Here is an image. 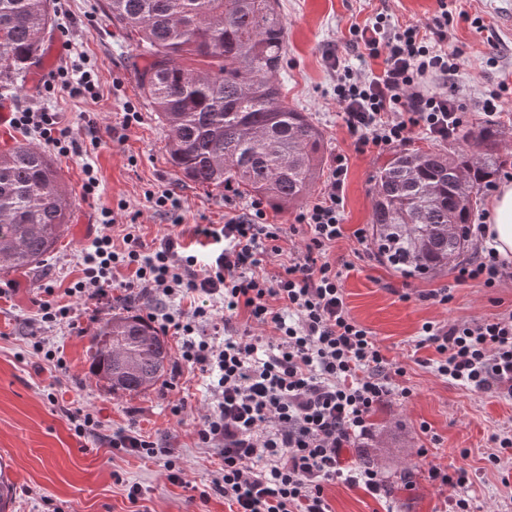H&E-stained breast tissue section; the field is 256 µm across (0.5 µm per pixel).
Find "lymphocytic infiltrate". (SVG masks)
I'll return each instance as SVG.
<instances>
[{"instance_id":"1","label":"lymphocytic infiltrate","mask_w":512,"mask_h":512,"mask_svg":"<svg viewBox=\"0 0 512 512\" xmlns=\"http://www.w3.org/2000/svg\"><path fill=\"white\" fill-rule=\"evenodd\" d=\"M355 34L368 57L383 60L380 72L363 76L347 65L336 68V103L357 147L385 152L406 145L417 128L439 140L456 137L469 118L465 99L426 88L431 78L451 82L455 54L432 45L417 25L394 32L380 20ZM11 125L39 129L61 154L79 150L59 113L28 108L13 112ZM346 174L345 156H336L326 194L295 216L311 230L302 252L285 255V231L269 222L264 198L233 208L236 192L228 185L223 225L193 230L215 245L207 262L173 227L151 246L139 225L126 224L121 244H114L107 219L67 290L79 303L104 298L117 285L115 270L124 268L130 276L119 284L123 290L157 298L147 317L182 337L178 364L213 379V407L196 437L201 447L218 451L222 464L200 497L218 494L230 512H331L325 489L338 482L364 486L376 497L389 494L374 469L349 465L345 457L353 439L371 436L374 409L399 394L395 379L404 373L389 367L371 331L351 317L342 273L324 258L344 235ZM281 255L287 266L268 274L266 259ZM459 277L492 287L512 278V263L480 246ZM196 294L219 299L223 317L205 304L189 315L163 306ZM240 319L268 328V335L239 332ZM422 333L440 355V375L512 398V311L446 328L427 323Z\"/></svg>"}]
</instances>
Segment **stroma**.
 <instances>
[{
  "label": "stroma",
  "instance_id": "stroma-1",
  "mask_svg": "<svg viewBox=\"0 0 512 512\" xmlns=\"http://www.w3.org/2000/svg\"><path fill=\"white\" fill-rule=\"evenodd\" d=\"M287 31V62L279 81L289 107L305 113L324 134V168L336 155L348 159L344 184L345 234L326 253L342 268L344 299L350 315L368 328L389 364L403 367L399 383L408 397H392L371 416L372 434L355 440L351 454L359 464L378 470L391 491L375 498L346 483L330 486L332 512H445L446 491L428 479V469L465 467L474 512H512V459L493 464L497 440L512 434V398L477 391L436 371L439 355L422 342L425 323L443 326L492 318L512 310V279L488 288L478 280L458 281L457 267L428 279L394 275L374 254L371 242H359L356 229L369 228L376 170L388 154L358 151L339 114L333 95V59L354 69L377 70L381 59L359 60L350 46L352 30L384 15L395 24L426 26L437 0H276ZM449 50L457 55L455 85L472 108L470 127L486 118L475 107L491 91L503 90L504 103L493 122L502 132L496 145L509 159L512 173V0H447ZM59 28L65 41L59 66H72L86 55L94 69L95 97H75L26 81L22 89L0 97L14 108L49 106L81 148L63 156L44 144L36 132L29 142L52 154L72 197V218L56 250L38 267L0 273V286L16 290L0 297V460L16 487L12 512H43L46 501L63 512H229L222 497L200 501L193 487L210 484L221 460L216 450L197 445L195 427L210 407L209 380L198 370L182 367L148 391L112 393L89 373L90 339L100 321L126 311L145 313L152 297L113 291L102 303L74 306L69 318L54 328L40 323L38 301L45 285L56 296L81 274V261L100 232L102 210H112L117 223L137 221L146 243L157 242L168 225L220 224L224 192L185 179L168 153V133L142 95L135 69L143 62L136 41L112 22L105 0H56ZM141 113L140 124L121 126L124 104ZM99 181L93 194L83 190L84 167ZM170 189L183 201L180 216L159 211L146 200L150 189ZM127 210H118V202ZM448 289L440 303L436 294ZM54 352L65 364L36 354L34 342ZM184 406L181 417L172 403ZM94 413L98 435L77 437L67 411ZM131 430L168 449L185 472L186 486L171 484L163 458H142L113 448L114 431ZM427 449L420 457L419 449ZM413 488H406V480ZM140 484L143 495L131 504L127 488Z\"/></svg>",
  "mask_w": 512,
  "mask_h": 512
}]
</instances>
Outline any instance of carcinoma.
<instances>
[{"label":"carcinoma","mask_w":512,"mask_h":512,"mask_svg":"<svg viewBox=\"0 0 512 512\" xmlns=\"http://www.w3.org/2000/svg\"><path fill=\"white\" fill-rule=\"evenodd\" d=\"M276 0H108L112 20L138 36L143 94L168 131L172 163L192 182L232 185L280 209L321 176L323 136L282 99L285 25ZM56 26L51 0H0V82L39 59ZM498 130H463L464 147L400 150L373 176L376 255L403 278L448 270L468 248L482 189L507 164ZM53 158L29 142L0 152V271L30 269L50 254L71 215ZM90 373L112 393H138L164 377L165 340L139 314L114 313L92 334Z\"/></svg>","instance_id":"obj_1"}]
</instances>
